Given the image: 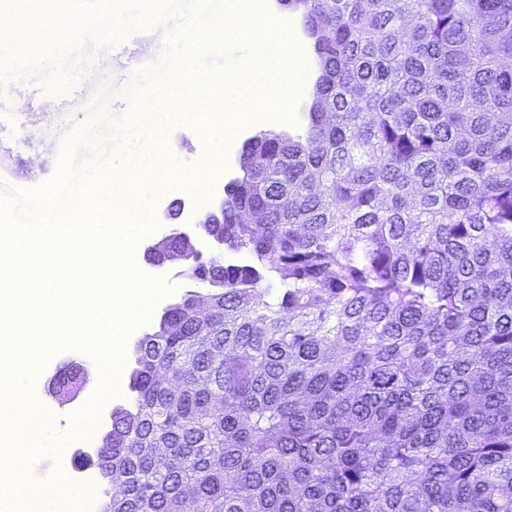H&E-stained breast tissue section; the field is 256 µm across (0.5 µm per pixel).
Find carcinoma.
<instances>
[{"label":"carcinoma","mask_w":512,"mask_h":512,"mask_svg":"<svg viewBox=\"0 0 512 512\" xmlns=\"http://www.w3.org/2000/svg\"><path fill=\"white\" fill-rule=\"evenodd\" d=\"M288 9L313 99L244 142L210 293L138 340L101 512H512V0Z\"/></svg>","instance_id":"1"}]
</instances>
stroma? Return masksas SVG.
<instances>
[{"mask_svg":"<svg viewBox=\"0 0 512 512\" xmlns=\"http://www.w3.org/2000/svg\"><path fill=\"white\" fill-rule=\"evenodd\" d=\"M65 8L72 30L64 50L31 52L20 66L0 53V195L20 213L28 209L27 197L54 188L65 163L95 157L107 138L112 151L99 166L106 179L116 166L133 171L148 165L163 148L170 165L181 172H193L203 163L206 136L194 120L182 114L164 120L157 112L136 111L132 105L185 82L188 61L175 51L171 33L186 28L205 33L210 23L164 9L159 0H97L92 9L85 0H66ZM302 110V103H293L284 124L271 112L251 118L238 113L213 188L200 198L178 188H148L141 216H163L166 231L188 233L193 242L202 243L203 254H211L214 246L205 243L198 221L221 201L224 185L239 176L237 160L244 141L262 130L298 125ZM130 138L139 141L133 155L125 150ZM161 233H146L132 250L135 275L158 283V297L147 317L129 332L132 345L157 329L168 306L197 288L185 275L188 262L175 259L155 267L147 261L145 251L158 243ZM88 361V355L74 349L52 352L34 381L35 398L50 426L47 444L54 454H72L71 418L80 407L54 397L50 381L65 364Z\"/></svg>","mask_w":512,"mask_h":512,"instance_id":"35a3bbf8","label":"stroma"}]
</instances>
